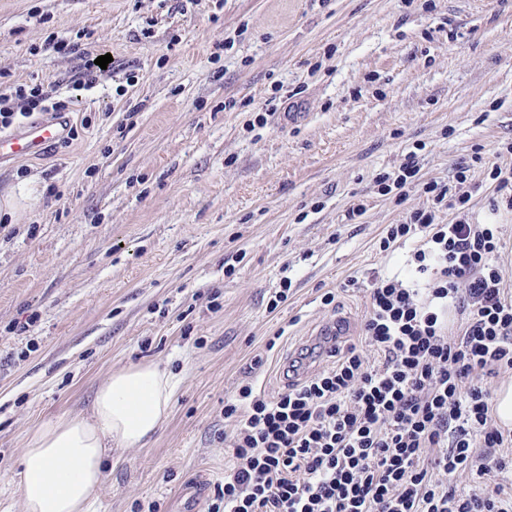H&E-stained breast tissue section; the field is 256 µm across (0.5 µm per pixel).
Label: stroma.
I'll list each match as a JSON object with an SVG mask.
<instances>
[{"label": "stroma", "instance_id": "stroma-1", "mask_svg": "<svg viewBox=\"0 0 512 512\" xmlns=\"http://www.w3.org/2000/svg\"><path fill=\"white\" fill-rule=\"evenodd\" d=\"M52 34L75 52L43 51ZM0 72L56 89L70 120L42 156L0 163V197L28 206L0 226V512H25L30 433L138 363L174 375L171 412L113 450L92 512H183L200 478L208 512L232 460L225 398L276 394L337 318L357 342L374 273L401 267L384 228L458 163L512 289V210L486 178L512 141V0H0ZM411 151L418 182L382 194Z\"/></svg>", "mask_w": 512, "mask_h": 512}]
</instances>
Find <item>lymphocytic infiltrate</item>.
Here are the masks:
<instances>
[{
    "mask_svg": "<svg viewBox=\"0 0 512 512\" xmlns=\"http://www.w3.org/2000/svg\"><path fill=\"white\" fill-rule=\"evenodd\" d=\"M16 99L66 108L43 85L0 81V130ZM468 171L457 165L452 188L424 183L432 209L386 227L380 248L406 249L405 273L376 275L360 340L334 366L225 401L233 460L209 512H512V490L489 479L512 466V430L486 387L512 371V292L498 225L469 218ZM443 208L453 217L436 223ZM465 472L482 493L456 488Z\"/></svg>",
    "mask_w": 512,
    "mask_h": 512,
    "instance_id": "lymphocytic-infiltrate-1",
    "label": "lymphocytic infiltrate"
}]
</instances>
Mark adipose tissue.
<instances>
[{
    "label": "adipose tissue",
    "mask_w": 512,
    "mask_h": 512,
    "mask_svg": "<svg viewBox=\"0 0 512 512\" xmlns=\"http://www.w3.org/2000/svg\"><path fill=\"white\" fill-rule=\"evenodd\" d=\"M174 389L157 365H133L99 388L89 416L42 423L19 462L25 512H91L109 451L144 444L167 418Z\"/></svg>",
    "instance_id": "ef3b65f1"
}]
</instances>
